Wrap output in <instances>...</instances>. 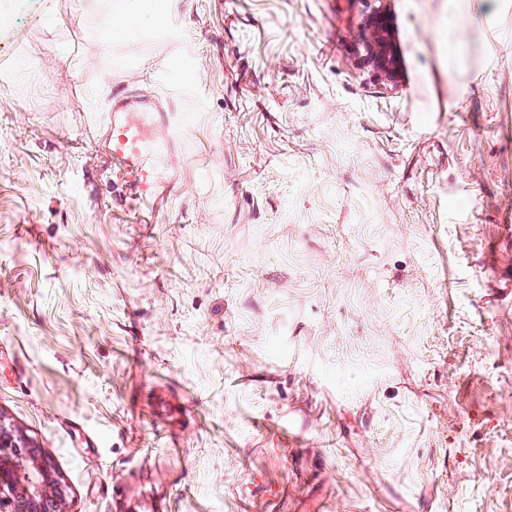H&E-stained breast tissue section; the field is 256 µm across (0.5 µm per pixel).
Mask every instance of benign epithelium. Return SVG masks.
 Here are the masks:
<instances>
[{
    "label": "benign epithelium",
    "instance_id": "obj_1",
    "mask_svg": "<svg viewBox=\"0 0 512 512\" xmlns=\"http://www.w3.org/2000/svg\"><path fill=\"white\" fill-rule=\"evenodd\" d=\"M368 25L374 38L369 60L390 77L397 72L398 56L392 41L383 36L388 23L375 17ZM64 493L62 481L47 468L32 441L0 421V506L7 512H50Z\"/></svg>",
    "mask_w": 512,
    "mask_h": 512
}]
</instances>
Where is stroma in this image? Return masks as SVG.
<instances>
[{
    "label": "stroma",
    "instance_id": "obj_1",
    "mask_svg": "<svg viewBox=\"0 0 512 512\" xmlns=\"http://www.w3.org/2000/svg\"><path fill=\"white\" fill-rule=\"evenodd\" d=\"M137 5L0 0V418L61 512H512V0L453 57L445 0ZM368 25L374 38L373 45L370 44L369 60L378 71L392 77L397 72L399 61L392 41L383 36V32H389L388 23L385 18L375 17L368 21ZM112 170L120 183H136L146 198L150 195L148 171L144 168L139 138L126 127L119 128L113 139Z\"/></svg>",
    "mask_w": 512,
    "mask_h": 512
}]
</instances>
